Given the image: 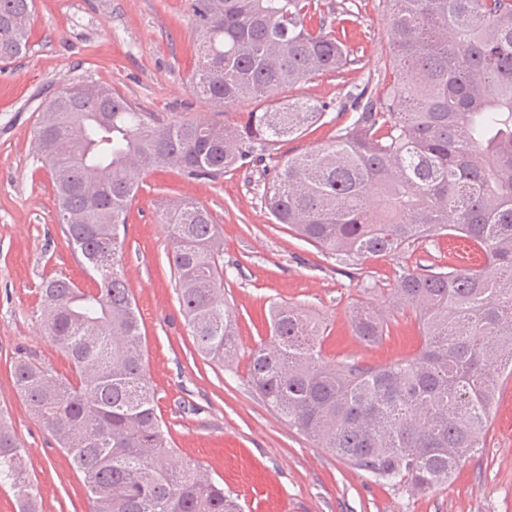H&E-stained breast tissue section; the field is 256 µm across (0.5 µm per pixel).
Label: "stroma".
<instances>
[{
    "instance_id": "obj_1",
    "label": "stroma",
    "mask_w": 512,
    "mask_h": 512,
    "mask_svg": "<svg viewBox=\"0 0 512 512\" xmlns=\"http://www.w3.org/2000/svg\"><path fill=\"white\" fill-rule=\"evenodd\" d=\"M35 5L27 52L0 61V411L24 449L42 512H90L83 474L13 384V357L21 347L58 373H71L37 319L41 282L62 275L79 287L92 285L60 230L50 171L35 154L33 130L47 102L71 83L109 85L140 110L175 120L232 122L252 104L223 111L194 93L200 33L190 0ZM348 6L357 16L350 26L342 14ZM321 7L334 30H347L360 62L343 76L327 74L284 90V97L330 101L335 109L301 138L278 146L265 161L269 169L330 140L349 122V113L337 106L350 87L390 72L391 34L381 0H321ZM260 179L253 167L214 181H193L174 168L150 170L129 210L125 276L141 314L145 367L174 461L223 481L244 512H512V378L498 386L482 454L463 460L449 486L428 492L376 479L332 456L289 428L249 387L246 354L266 338L270 306H300L319 316L326 326V359L385 364L414 354L421 344L414 313L387 301L393 269L461 264L448 236L439 235L434 243L365 260L364 270L375 274L379 286L363 291L356 275L273 222ZM185 198L211 211L224 243V297L237 317L242 350L230 367L197 352L180 311L159 210ZM362 305L384 323L383 336L372 343L352 331Z\"/></svg>"
}]
</instances>
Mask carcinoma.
Masks as SVG:
<instances>
[{
	"mask_svg": "<svg viewBox=\"0 0 512 512\" xmlns=\"http://www.w3.org/2000/svg\"><path fill=\"white\" fill-rule=\"evenodd\" d=\"M35 0H0V60L22 54ZM393 80L347 93L351 123L327 143L262 170L274 223L336 264L357 268L447 231L477 266L394 272L392 307L414 310L423 341L381 365L324 359L320 320L270 310L247 377L288 427L378 479L447 486L486 447L501 378H512V0H382ZM201 34L192 84L213 105L253 108L233 123L142 112L104 84L60 93L34 131L58 224L95 287L41 284L42 325L72 367L60 377L28 352L13 361L29 410L84 475L91 512H244L172 448L144 365L141 317L125 279V238L141 174L176 168L216 180L258 166L324 119L332 103L278 97L357 59L319 0H191ZM178 302L197 350L228 365L238 324L224 303V253L211 211L183 200L160 214ZM354 332L384 324L362 309ZM0 482L21 512L39 490L0 418Z\"/></svg>",
	"mask_w": 512,
	"mask_h": 512,
	"instance_id": "cac0c4a2",
	"label": "carcinoma"
}]
</instances>
